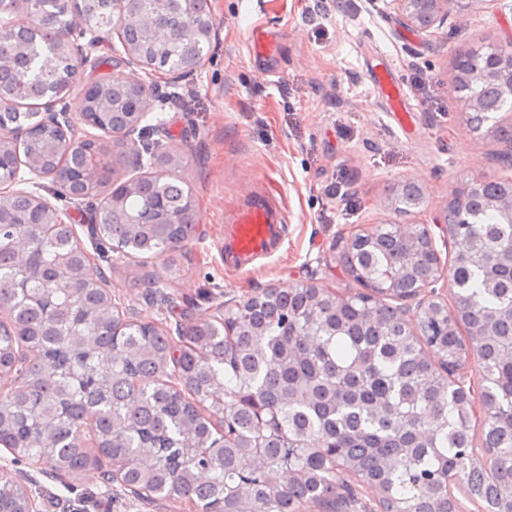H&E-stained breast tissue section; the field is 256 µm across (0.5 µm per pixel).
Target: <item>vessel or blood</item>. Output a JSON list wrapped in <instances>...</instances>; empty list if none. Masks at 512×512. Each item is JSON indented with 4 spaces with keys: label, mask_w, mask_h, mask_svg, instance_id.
Here are the masks:
<instances>
[{
    "label": "vessel or blood",
    "mask_w": 512,
    "mask_h": 512,
    "mask_svg": "<svg viewBox=\"0 0 512 512\" xmlns=\"http://www.w3.org/2000/svg\"><path fill=\"white\" fill-rule=\"evenodd\" d=\"M370 80L390 111H407L406 94L391 69H372ZM283 236L282 211L271 196L248 194L240 205L224 214L225 267L243 270L269 257L277 251Z\"/></svg>",
    "instance_id": "vessel-or-blood-1"
}]
</instances>
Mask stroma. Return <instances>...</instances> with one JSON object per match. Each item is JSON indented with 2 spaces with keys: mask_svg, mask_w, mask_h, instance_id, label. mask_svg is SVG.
Here are the masks:
<instances>
[{
  "mask_svg": "<svg viewBox=\"0 0 512 512\" xmlns=\"http://www.w3.org/2000/svg\"><path fill=\"white\" fill-rule=\"evenodd\" d=\"M218 24L203 65L153 88L144 124L157 152L181 156L179 171L196 202L195 233L177 252L178 273L163 257L114 252L103 259L88 233L99 203L48 195L49 177L26 183L48 197L75 227L81 246L103 267L112 298L133 321L154 322L172 337L195 321L221 316L229 300L311 278L339 294L358 285L327 268L339 237L367 224L426 223L444 266L454 262L448 229L434 223L453 191L474 178L512 177L502 140L472 131L455 88V61L472 49L512 39V0L455 6L432 34L407 28L390 0H209ZM258 22L276 34L271 56L252 60L245 27ZM101 67L79 65L81 83L114 75L145 79L117 36L99 40ZM388 65L412 110L398 124L367 69ZM424 186L423 209L398 212L396 187ZM279 202L286 223L280 251L251 271L226 270L224 210L251 189ZM41 512H190L182 498L149 503L108 488L88 469L69 483L36 474Z\"/></svg>",
  "mask_w": 512,
  "mask_h": 512,
  "instance_id": "35a3bbf8",
  "label": "stroma"
}]
</instances>
